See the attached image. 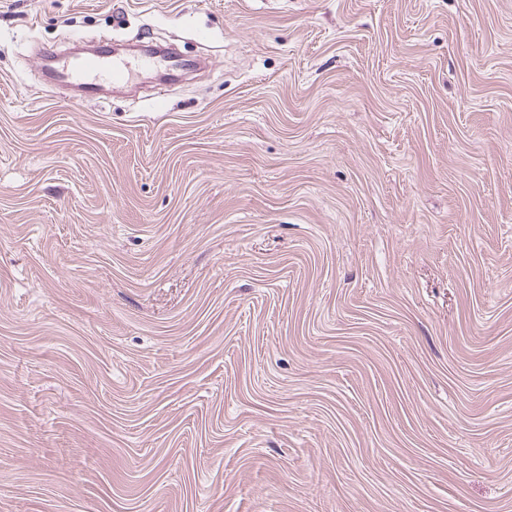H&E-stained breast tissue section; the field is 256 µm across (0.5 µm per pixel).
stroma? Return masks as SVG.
I'll use <instances>...</instances> for the list:
<instances>
[{"mask_svg": "<svg viewBox=\"0 0 512 512\" xmlns=\"http://www.w3.org/2000/svg\"><path fill=\"white\" fill-rule=\"evenodd\" d=\"M0 512H512V0H0ZM42 57L49 62V82L60 87L77 88V94L72 98L74 104L85 102L100 97V85L96 78L103 67V55L98 52L77 60L59 58L54 50L44 49Z\"/></svg>", "mask_w": 512, "mask_h": 512, "instance_id": "stroma-1", "label": "stroma"}]
</instances>
